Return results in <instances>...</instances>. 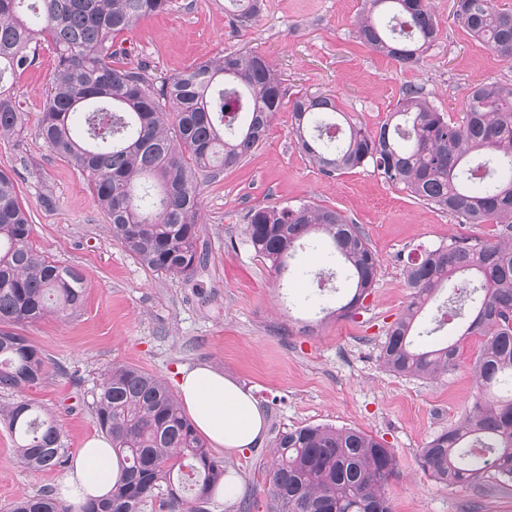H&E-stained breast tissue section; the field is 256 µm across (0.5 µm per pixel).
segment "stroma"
Segmentation results:
<instances>
[{"label": "stroma", "mask_w": 512, "mask_h": 512, "mask_svg": "<svg viewBox=\"0 0 512 512\" xmlns=\"http://www.w3.org/2000/svg\"><path fill=\"white\" fill-rule=\"evenodd\" d=\"M362 2L263 0L255 21L240 27L225 15L224 0H175L171 10L142 19L117 41L114 63L146 66L159 82L221 53L256 50L276 66L286 100L330 94L371 131L386 122L407 85L424 86L438 110L453 116L475 85L512 83V61L454 21L455 0H432L439 39L414 68L357 40ZM53 74V49L45 45L35 66L14 83L27 133L21 140L0 137V169L17 178L34 247L86 277L80 310L18 328L48 359L46 383L25 395L55 416L67 458L101 434L93 402L112 364L139 367L170 386L180 369L206 364L250 394L263 412L256 444L214 452L237 496L250 498V512H266L265 464L274 429L304 425L359 428L383 439L398 460L389 482L394 512H512V484L494 475L474 489L439 483L420 467V448L460 420L476 391L472 364L481 337L462 336L457 323L436 327L447 289L438 290L419 315L413 343L421 350L458 343L455 368L416 379L394 375L380 360L386 332L408 298L403 268L409 255L455 235L497 240L498 225L456 223L369 167L325 175L295 147L292 114L284 109L240 166L202 184L197 225L204 266L188 280L146 271L113 241L80 172L38 134ZM297 200L338 210L359 224L379 258L378 283L355 317L335 315L345 290L318 288L316 272L336 266L323 240L297 249L295 273L285 286L244 242L250 208ZM65 474L62 467L26 468L0 423V512L17 499L58 489Z\"/></svg>", "instance_id": "obj_1"}]
</instances>
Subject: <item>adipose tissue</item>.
I'll return each mask as SVG.
<instances>
[{
    "label": "adipose tissue",
    "instance_id": "adipose-tissue-1",
    "mask_svg": "<svg viewBox=\"0 0 512 512\" xmlns=\"http://www.w3.org/2000/svg\"><path fill=\"white\" fill-rule=\"evenodd\" d=\"M179 400L196 429L216 447L241 450L262 435V412L256 401L234 382L211 368L181 369L176 382ZM117 461L108 439H88L63 478L62 499L80 512L89 499L110 494Z\"/></svg>",
    "mask_w": 512,
    "mask_h": 512
}]
</instances>
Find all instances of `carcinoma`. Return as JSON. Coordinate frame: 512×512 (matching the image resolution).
<instances>
[{
  "label": "carcinoma",
  "instance_id": "1",
  "mask_svg": "<svg viewBox=\"0 0 512 512\" xmlns=\"http://www.w3.org/2000/svg\"><path fill=\"white\" fill-rule=\"evenodd\" d=\"M174 0H0V136L21 135L14 80L34 65L37 47L54 48V80L39 124L53 152L68 159L96 196L112 239L151 272L185 279L204 263L198 251L199 184L239 166L260 145L280 111L284 90L258 51L222 53L160 84L142 67L112 64L116 40L140 18ZM242 25L259 0H225ZM454 19L500 57L512 60V13L494 0H458ZM357 37L371 50L417 66L436 45L431 0H365ZM289 134L327 175L370 166L387 182L459 224H498L499 239L452 237L408 263L411 289L389 327L380 358L392 373L433 379L456 366L457 346L413 347L418 314L446 286L448 310L471 316L461 336H481L472 366L478 395L460 421L436 433L419 457L438 482L477 486L494 471L512 483V84L471 89L451 117L424 88L402 89L374 132L350 122L336 101L303 94L291 106ZM244 242L288 273L297 243L321 234L345 265L351 296L336 308L361 309L379 260L359 227L335 209L305 201L261 207L245 216ZM30 215L16 180L0 170V389L17 398L0 406L32 470L65 463L56 419L23 397L42 383L46 356L11 330L46 315L81 308L84 276L35 250ZM94 415L119 464L112 495L83 512H136L148 498L174 512H201L219 486L231 497L224 462L212 457L177 397L158 377L114 364L103 374ZM267 470V512H392L387 486L398 463L392 450L354 428L306 425L276 430ZM10 512H69L51 489L15 501Z\"/></svg>",
  "mask_w": 512,
  "mask_h": 512
}]
</instances>
